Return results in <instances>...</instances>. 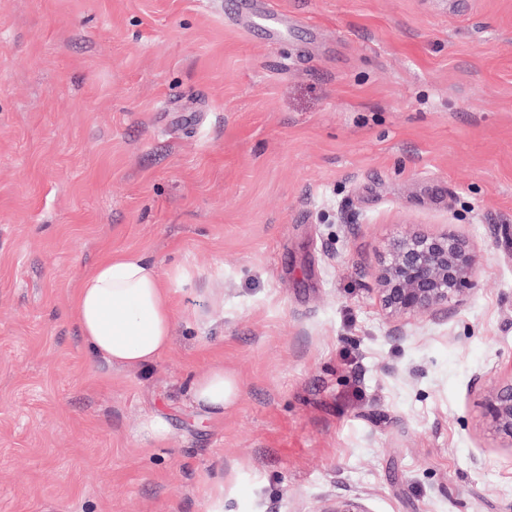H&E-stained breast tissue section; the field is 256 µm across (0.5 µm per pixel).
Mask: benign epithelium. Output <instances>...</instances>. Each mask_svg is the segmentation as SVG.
<instances>
[{
    "mask_svg": "<svg viewBox=\"0 0 512 512\" xmlns=\"http://www.w3.org/2000/svg\"><path fill=\"white\" fill-rule=\"evenodd\" d=\"M480 257L470 243L450 232L411 234L394 239L376 274L382 308L392 317H414L467 299L477 287ZM493 431L512 443V379L487 389ZM324 512H371L358 495H338Z\"/></svg>",
    "mask_w": 512,
    "mask_h": 512,
    "instance_id": "obj_1",
    "label": "benign epithelium"
}]
</instances>
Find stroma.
Masks as SVG:
<instances>
[{
    "instance_id": "obj_1",
    "label": "stroma",
    "mask_w": 512,
    "mask_h": 512,
    "mask_svg": "<svg viewBox=\"0 0 512 512\" xmlns=\"http://www.w3.org/2000/svg\"><path fill=\"white\" fill-rule=\"evenodd\" d=\"M259 3L283 37L241 0H0V512H512V0ZM446 231L474 293L387 316L390 242ZM124 251L185 273L144 371L68 311ZM189 394L198 408L218 415L235 403L238 387L235 379L224 372V365L218 364L192 376ZM487 414L493 431L512 445V378L488 387ZM324 512H371L366 500L358 495H336L323 509Z\"/></svg>"
}]
</instances>
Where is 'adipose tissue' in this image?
<instances>
[{
	"label": "adipose tissue",
	"instance_id": "ef3b65f1",
	"mask_svg": "<svg viewBox=\"0 0 512 512\" xmlns=\"http://www.w3.org/2000/svg\"><path fill=\"white\" fill-rule=\"evenodd\" d=\"M70 305L90 352L109 364L143 369L170 347L169 284L141 254L111 252L101 257L80 278ZM189 394L198 408L218 415L235 403L238 387L218 364L192 376Z\"/></svg>",
	"mask_w": 512,
	"mask_h": 512
}]
</instances>
